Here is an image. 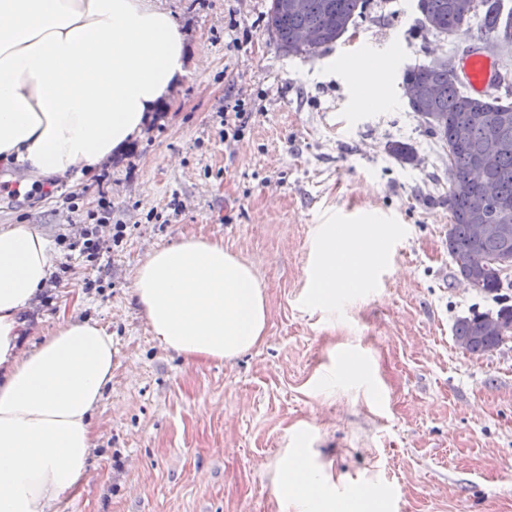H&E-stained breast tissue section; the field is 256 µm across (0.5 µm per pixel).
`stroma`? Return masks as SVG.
Wrapping results in <instances>:
<instances>
[{
  "label": "stroma",
  "mask_w": 512,
  "mask_h": 512,
  "mask_svg": "<svg viewBox=\"0 0 512 512\" xmlns=\"http://www.w3.org/2000/svg\"><path fill=\"white\" fill-rule=\"evenodd\" d=\"M155 3L189 56L206 59L113 156L110 182L86 175L58 195L0 198V225L36 227L54 264L70 266L30 313L26 344L66 313L93 317L118 348L88 477L52 512H279L274 467L294 446L316 452L337 491L380 490L378 512H512V340L485 356L454 342L457 318L496 304L454 275L447 155L401 85L405 68L462 57L467 35L424 32L417 0H370L308 58L265 30L269 0ZM361 56L382 78L379 100L357 111L342 62ZM239 98L250 118L228 138L217 110ZM395 140L417 166L390 157ZM104 202L124 235L89 262L60 238ZM331 221L388 231L371 278L332 312L309 302ZM192 236L223 242L266 296L262 343L230 362L165 350L133 298L136 266Z\"/></svg>",
  "instance_id": "stroma-1"
}]
</instances>
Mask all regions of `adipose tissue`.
Segmentation results:
<instances>
[{
	"instance_id": "adipose-tissue-1",
	"label": "adipose tissue",
	"mask_w": 512,
	"mask_h": 512,
	"mask_svg": "<svg viewBox=\"0 0 512 512\" xmlns=\"http://www.w3.org/2000/svg\"><path fill=\"white\" fill-rule=\"evenodd\" d=\"M185 35L151 0H0V160L31 179L94 173L141 137L185 75ZM385 235L372 225H329L309 300L332 306L368 280ZM52 270L48 238L0 226V512H50L87 477L93 416L112 382L118 349L90 318L62 317L24 348V313ZM134 297L166 350L224 362L260 344L264 292L251 265L222 242L189 237L137 267ZM280 512H362L337 494L322 466L280 457Z\"/></svg>"
}]
</instances>
